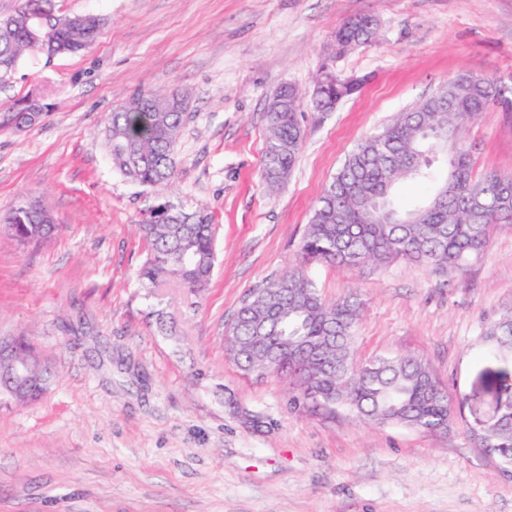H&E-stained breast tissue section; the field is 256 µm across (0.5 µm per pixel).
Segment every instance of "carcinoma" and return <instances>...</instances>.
Returning a JSON list of instances; mask_svg holds the SVG:
<instances>
[{
	"instance_id": "cac0c4a2",
	"label": "carcinoma",
	"mask_w": 512,
	"mask_h": 512,
	"mask_svg": "<svg viewBox=\"0 0 512 512\" xmlns=\"http://www.w3.org/2000/svg\"><path fill=\"white\" fill-rule=\"evenodd\" d=\"M52 0H20L0 16V84L23 55L75 53L90 48L98 32L39 29L38 6ZM376 28L368 17L350 18L336 31L340 50L369 44ZM352 94L340 84L314 90L313 110L331 112ZM165 104L155 92L137 91L110 113L103 131L112 165L141 186L167 184L174 174L177 142L188 117L187 96L173 92ZM31 94L0 104V132L28 125ZM301 95L288 84L278 88L264 110L265 140L261 179L274 194L287 181L303 141ZM512 109V87L462 73L441 85L390 125L362 139L345 157L314 206L298 261L285 274L252 291L234 321L235 339L227 358L246 376L288 377V407L346 410L364 423L398 425L434 433L453 420L448 392L420 360L354 357V334L361 300L346 295L326 301L307 273L314 263L343 267H384L397 259L441 270L463 268L490 247L497 224L512 223V175L476 178L472 154L461 141L463 125L493 107ZM405 180L435 181L433 194L401 206L395 192ZM166 210L146 215L137 229L148 246L138 277L146 288L175 278L193 294L209 286L216 262V227L207 216L165 200ZM0 227L21 244L40 245L55 234V224L40 200L30 198L0 214ZM492 354L512 361V318L485 333ZM17 366L0 362V394L27 404L40 398L51 372L30 345L13 343ZM481 448L495 449L512 467V407L477 433Z\"/></svg>"
}]
</instances>
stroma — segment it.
Listing matches in <instances>:
<instances>
[{
    "label": "stroma",
    "instance_id": "1",
    "mask_svg": "<svg viewBox=\"0 0 512 512\" xmlns=\"http://www.w3.org/2000/svg\"><path fill=\"white\" fill-rule=\"evenodd\" d=\"M53 12L104 25L88 50L23 56L0 86V103L49 102L37 125L0 133V211L33 195L61 226L40 247L0 232V338H27L54 371L38 402L0 397V512H512V472L469 438L496 418L484 374L502 364L484 332L512 315V224L457 272L308 269L326 300H362L359 360L412 356L441 381L448 431L291 412L283 379L245 378L224 352L249 291L295 262L354 145L458 74L512 86V0H53ZM360 15L376 39L337 52V28ZM324 65L361 84L334 111L302 105L296 166L269 194L265 105L283 84L310 94ZM137 90L190 96L162 188L123 177L101 136ZM464 137L475 177L512 174V112L492 108ZM166 198L216 226L197 298L137 278L136 226ZM247 412L265 431L245 426Z\"/></svg>",
    "mask_w": 512,
    "mask_h": 512
}]
</instances>
